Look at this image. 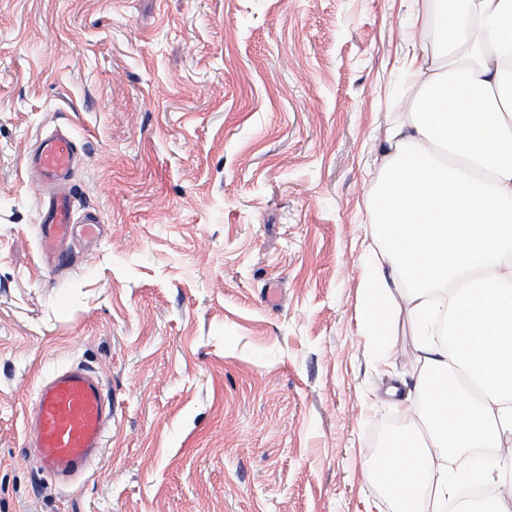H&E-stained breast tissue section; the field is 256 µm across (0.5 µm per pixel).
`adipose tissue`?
<instances>
[{
	"label": "adipose tissue",
	"instance_id": "ef3b65f1",
	"mask_svg": "<svg viewBox=\"0 0 512 512\" xmlns=\"http://www.w3.org/2000/svg\"><path fill=\"white\" fill-rule=\"evenodd\" d=\"M418 38L404 44L416 78L409 114L387 123L383 179L363 248L357 319L382 347L408 315L423 369L410 423L374 474L398 512H446L457 453L490 449L471 472L492 482L482 512L512 501V0H414ZM449 318L457 350L430 333Z\"/></svg>",
	"mask_w": 512,
	"mask_h": 512
}]
</instances>
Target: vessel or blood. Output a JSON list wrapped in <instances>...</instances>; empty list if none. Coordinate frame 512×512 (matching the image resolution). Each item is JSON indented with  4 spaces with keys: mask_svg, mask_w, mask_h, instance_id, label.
<instances>
[{
    "mask_svg": "<svg viewBox=\"0 0 512 512\" xmlns=\"http://www.w3.org/2000/svg\"><path fill=\"white\" fill-rule=\"evenodd\" d=\"M77 156L72 138L59 132L41 138L30 159L40 173V188L48 192L38 247L42 264L50 269L68 264L76 223H83L87 237L97 234L95 218H76L68 195L62 191ZM113 404L111 393L90 368L82 365L62 368L43 382L27 428L37 450L39 469L51 474L82 469L104 446L105 413Z\"/></svg>",
    "mask_w": 512,
    "mask_h": 512,
    "instance_id": "vessel-or-blood-1",
    "label": "vessel or blood"
}]
</instances>
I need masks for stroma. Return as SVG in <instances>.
Segmentation results:
<instances>
[{
    "label": "stroma",
    "instance_id": "stroma-1",
    "mask_svg": "<svg viewBox=\"0 0 512 512\" xmlns=\"http://www.w3.org/2000/svg\"><path fill=\"white\" fill-rule=\"evenodd\" d=\"M409 0H0V512H382L370 472L421 371L357 326ZM77 142L109 231L44 267L27 158ZM115 396L62 484L26 417L59 367Z\"/></svg>",
    "mask_w": 512,
    "mask_h": 512
}]
</instances>
